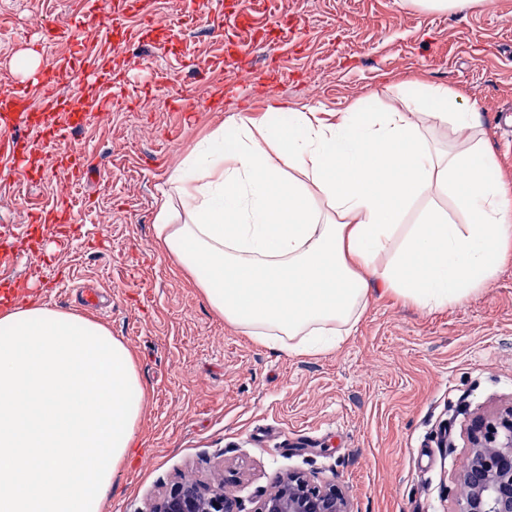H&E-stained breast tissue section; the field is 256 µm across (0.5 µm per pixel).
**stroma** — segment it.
Listing matches in <instances>:
<instances>
[{"label":"stroma","instance_id":"35a3bbf8","mask_svg":"<svg viewBox=\"0 0 512 512\" xmlns=\"http://www.w3.org/2000/svg\"><path fill=\"white\" fill-rule=\"evenodd\" d=\"M70 10L71 0H0V98L25 83L29 53L62 63L99 40L110 0L71 39L31 24H66ZM118 63L135 106L90 118L67 142L96 159L94 180L76 181L48 150L36 158L40 183L0 173V226L16 232L57 187L75 199L66 232L42 228L44 262L0 264V280L27 291V305L66 313L81 312V287L106 295L95 319L133 352L147 391L103 512H149L174 484L219 482L255 512L291 470L336 482L352 512H455L472 421L512 407V253L463 303L429 312L377 290L336 347L295 355L226 322L160 245L155 218L166 205L184 223L170 174L225 120L271 106L382 111L413 79L477 110L512 179V135L495 120L512 110V0L461 12L410 0H219L176 44L134 39ZM242 69L250 85H239ZM171 79L194 93L190 116L171 110Z\"/></svg>","mask_w":512,"mask_h":512}]
</instances>
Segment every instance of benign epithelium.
Returning <instances> with one entry per match:
<instances>
[{"instance_id": "7a95c632", "label": "benign epithelium", "mask_w": 512, "mask_h": 512, "mask_svg": "<svg viewBox=\"0 0 512 512\" xmlns=\"http://www.w3.org/2000/svg\"><path fill=\"white\" fill-rule=\"evenodd\" d=\"M455 512H512V410L477 428L470 456L459 476ZM153 512H241L238 500L210 488L175 486ZM255 512H351L336 484H317L290 473L264 493Z\"/></svg>"}]
</instances>
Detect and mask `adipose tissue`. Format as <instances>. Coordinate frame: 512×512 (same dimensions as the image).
Returning <instances> with one entry per match:
<instances>
[{
  "mask_svg": "<svg viewBox=\"0 0 512 512\" xmlns=\"http://www.w3.org/2000/svg\"><path fill=\"white\" fill-rule=\"evenodd\" d=\"M427 121L455 146L435 148ZM169 181L190 221L161 208L159 242L228 323L293 354L333 348L373 284L435 311L487 287L512 250V189L476 113L444 88L402 111L231 120ZM439 195L452 210L406 223ZM145 404L132 352L104 325L38 305L0 314V512H102Z\"/></svg>",
  "mask_w": 512,
  "mask_h": 512,
  "instance_id": "ef3b65f1",
  "label": "adipose tissue"
}]
</instances>
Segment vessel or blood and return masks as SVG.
I'll return each mask as SVG.
<instances>
[{
	"instance_id": "obj_1",
	"label": "vessel or blood",
	"mask_w": 512,
	"mask_h": 512,
	"mask_svg": "<svg viewBox=\"0 0 512 512\" xmlns=\"http://www.w3.org/2000/svg\"><path fill=\"white\" fill-rule=\"evenodd\" d=\"M133 16L128 0H113L98 44L78 48L73 60L46 65L37 82L21 87L14 99L0 101L1 172L21 167L28 152L39 143L55 149L58 161L71 167L78 178L93 177L91 159L67 150L65 144L91 116L108 115L120 100L108 58L119 49L121 37L128 33V22ZM61 71L69 74L75 85L81 86L80 95L64 98L56 94L57 74ZM71 214V196L62 189L56 192L53 206L36 212L34 220L39 224H67ZM22 252L32 264L45 259L36 233H28L22 241L10 230L1 229L0 261H14Z\"/></svg>"
}]
</instances>
